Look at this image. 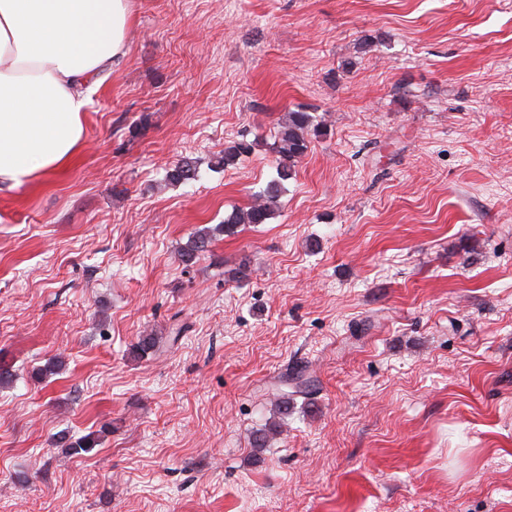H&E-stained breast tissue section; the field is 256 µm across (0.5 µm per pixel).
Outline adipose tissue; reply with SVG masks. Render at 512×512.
<instances>
[{"instance_id":"obj_1","label":"adipose tissue","mask_w":512,"mask_h":512,"mask_svg":"<svg viewBox=\"0 0 512 512\" xmlns=\"http://www.w3.org/2000/svg\"><path fill=\"white\" fill-rule=\"evenodd\" d=\"M130 24L131 0H0V190L77 150L103 71L127 54Z\"/></svg>"}]
</instances>
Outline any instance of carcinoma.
<instances>
[{"instance_id": "obj_1", "label": "carcinoma", "mask_w": 512, "mask_h": 512, "mask_svg": "<svg viewBox=\"0 0 512 512\" xmlns=\"http://www.w3.org/2000/svg\"><path fill=\"white\" fill-rule=\"evenodd\" d=\"M321 133L314 116L303 110L288 112L278 123L270 150L277 156V178L270 181L257 201L249 207L236 208L224 218L222 224L226 235H233L243 224H263L269 218L272 207L281 195L282 182L288 180L294 172L295 164L307 152L309 137ZM253 144L240 141L224 147L223 154L211 161V167L224 168L235 164L240 157L252 151ZM200 176L197 162L181 159L166 170L165 180L172 185L186 184ZM211 244L209 230L205 229L191 235L182 249L181 261L187 265L193 263L202 253L208 251Z\"/></svg>"}]
</instances>
